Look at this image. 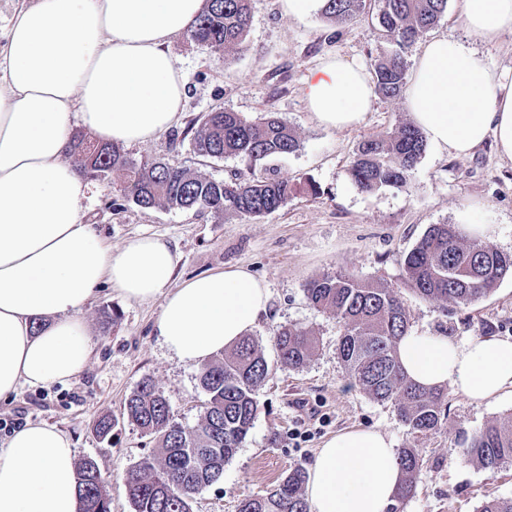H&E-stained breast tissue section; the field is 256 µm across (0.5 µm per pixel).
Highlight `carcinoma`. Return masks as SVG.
Instances as JSON below:
<instances>
[{
  "instance_id": "obj_1",
  "label": "carcinoma",
  "mask_w": 512,
  "mask_h": 512,
  "mask_svg": "<svg viewBox=\"0 0 512 512\" xmlns=\"http://www.w3.org/2000/svg\"><path fill=\"white\" fill-rule=\"evenodd\" d=\"M448 0H380L377 24L398 50L377 56L373 63L376 92L386 99L405 95L408 66L400 49L415 42L445 15ZM364 0H321V14L337 27L354 24ZM251 0H204L195 23L186 32L192 42L220 52L224 58L240 52L251 24ZM295 131L281 118L267 114L247 120L223 108L206 113L194 132L193 147L206 157L234 156L256 162L295 152ZM426 148V136L415 124L401 123L391 132L368 138L349 166V176L361 191L385 187L406 190ZM71 152L86 172L104 178L124 177V195L150 209L195 210L218 218L258 217L285 206L298 191L283 180L252 175L216 180L164 161L136 162L117 145L76 135ZM406 281L420 296L460 306L487 296L512 273V255L469 244L454 224H433L403 260ZM305 296L314 308L336 318L343 328L337 351L348 379L380 402H391L414 434L438 429L446 418L444 392L421 388L407 379L397 355V342L409 318L396 292L351 274L325 275L310 281ZM280 362L302 368L314 350L311 332L298 324L275 333ZM270 375L268 362L253 339L243 338L223 357L204 363L199 384L207 394L201 421L183 426L172 419L164 394L143 380L128 398L124 414L144 434L159 437L158 453L125 476L134 512H190V500L224 472L252 429L258 407L257 386ZM467 460L484 468L512 463V425L490 423L460 434ZM401 481L393 502H405L423 470L413 448L398 450ZM83 512H111L104 478L92 459L78 469ZM306 474L293 469L267 496L246 499L238 512H308L302 493Z\"/></svg>"
}]
</instances>
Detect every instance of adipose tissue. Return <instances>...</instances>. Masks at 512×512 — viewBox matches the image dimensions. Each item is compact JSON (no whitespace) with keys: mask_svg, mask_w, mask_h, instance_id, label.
Here are the masks:
<instances>
[{"mask_svg":"<svg viewBox=\"0 0 512 512\" xmlns=\"http://www.w3.org/2000/svg\"><path fill=\"white\" fill-rule=\"evenodd\" d=\"M204 0H30L0 47V398L21 385L64 383L93 354L80 312L98 287L129 301L164 296L155 334L201 364L267 314L266 284L240 267L169 283V241L138 235L108 249L82 220L87 184L66 155L73 122L104 143L143 145L174 122L186 79L167 50ZM467 32L512 33V0H463ZM376 97L368 71L338 59L308 79L305 98L328 129L358 126ZM413 121L439 148L471 154L486 138L512 159V80L457 39L429 40L408 82ZM398 358L415 383L481 403L512 390V339L452 340L410 330ZM400 484L392 440L374 429L328 439L305 489L308 512H386ZM69 437L26 424L0 445V512H78Z\"/></svg>","mask_w":512,"mask_h":512,"instance_id":"adipose-tissue-1","label":"adipose tissue"}]
</instances>
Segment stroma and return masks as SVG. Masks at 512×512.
<instances>
[{"instance_id": "obj_1", "label": "stroma", "mask_w": 512, "mask_h": 512, "mask_svg": "<svg viewBox=\"0 0 512 512\" xmlns=\"http://www.w3.org/2000/svg\"><path fill=\"white\" fill-rule=\"evenodd\" d=\"M377 5L368 0L357 23L339 29L319 10L298 18L283 0H254L252 22L242 51L231 61L189 40L174 38L168 50L185 75L187 93L169 130L150 143L128 147L136 161L161 160L216 179L255 172L297 184L299 191L279 210L259 217L217 218L193 211L143 209L128 201L123 179H89L82 217L106 245L119 249L138 234L170 241L178 254L171 279L180 286L191 277L242 267L269 289L270 311L250 332L271 367L255 392L258 415L221 478L199 490L191 512H238L246 498L266 496L288 471L310 469L329 438L350 430L376 429L395 448L416 449L423 472L404 512H476L484 501L512 498V464L486 469L464 461L459 430H479L512 420V395L474 404L455 391L445 399L447 420L435 431L410 433L392 404L381 403L347 378L337 354L341 328L335 318L313 308L305 297L315 278L351 273L393 288L411 327L451 338H512V277L467 306L416 294L401 264L432 224H487L482 245L512 254V160L486 140L466 157L427 145L406 190L359 191L348 167L359 144L390 131L412 116L405 99L375 98L361 125L342 131L316 122L304 95L310 74L331 58L371 65L390 45L376 22ZM462 0H448L428 38L459 39L487 64L512 75V34L492 42L468 36ZM253 120L273 112L300 141L297 151L252 163L238 157L205 158L193 149L188 127L213 107ZM164 299L124 300L112 288L97 289L81 312L94 343L92 358L70 382L24 386L0 399V440L28 423H45L66 433L77 459L96 461L111 512H133L125 474L158 448L127 420L126 400L143 379L163 392L175 421L196 424L206 395L199 368L180 362L154 333ZM117 312L116 323L106 313ZM311 330L316 349L309 363L292 369L280 363L275 330L286 324ZM112 415L108 440L94 426Z\"/></svg>"}]
</instances>
